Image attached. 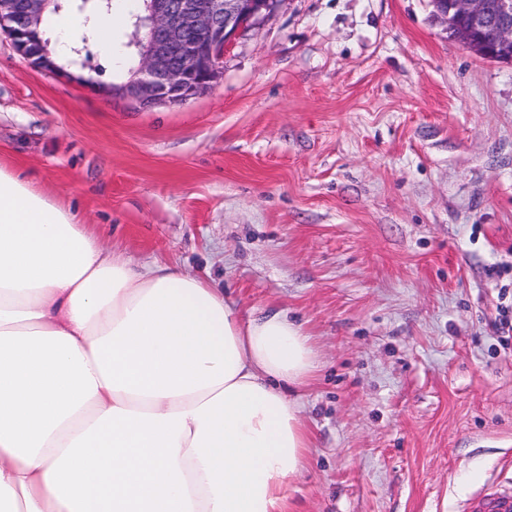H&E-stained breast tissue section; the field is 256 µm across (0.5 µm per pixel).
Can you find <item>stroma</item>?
Masks as SVG:
<instances>
[{
  "mask_svg": "<svg viewBox=\"0 0 512 512\" xmlns=\"http://www.w3.org/2000/svg\"><path fill=\"white\" fill-rule=\"evenodd\" d=\"M93 42L57 75L0 31V165L133 263L243 314L286 312L319 366L288 512H462L512 485V63L431 0H280L208 92L149 110Z\"/></svg>",
  "mask_w": 512,
  "mask_h": 512,
  "instance_id": "1",
  "label": "stroma"
}]
</instances>
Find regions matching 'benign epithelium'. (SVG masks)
<instances>
[{
    "label": "benign epithelium",
    "instance_id": "benign-epithelium-1",
    "mask_svg": "<svg viewBox=\"0 0 512 512\" xmlns=\"http://www.w3.org/2000/svg\"><path fill=\"white\" fill-rule=\"evenodd\" d=\"M52 0H0V28L16 52L39 69L47 58L31 54L37 30ZM280 0H146L132 44L140 59L134 78L113 90L139 109L181 104L211 89L222 77L224 51L242 29L268 17ZM465 23L467 45L480 56L512 61V0H454Z\"/></svg>",
    "mask_w": 512,
    "mask_h": 512
}]
</instances>
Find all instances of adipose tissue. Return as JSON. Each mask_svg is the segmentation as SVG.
<instances>
[{
  "mask_svg": "<svg viewBox=\"0 0 512 512\" xmlns=\"http://www.w3.org/2000/svg\"><path fill=\"white\" fill-rule=\"evenodd\" d=\"M117 15L50 19L59 60ZM302 326L133 265L0 166V512H287L311 437Z\"/></svg>",
  "mask_w": 512,
  "mask_h": 512,
  "instance_id": "obj_1",
  "label": "adipose tissue"
}]
</instances>
